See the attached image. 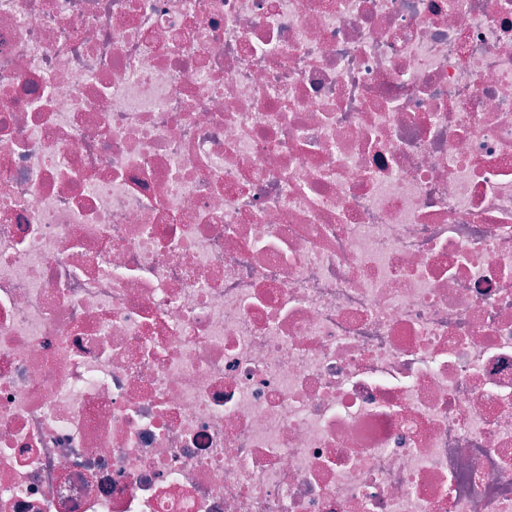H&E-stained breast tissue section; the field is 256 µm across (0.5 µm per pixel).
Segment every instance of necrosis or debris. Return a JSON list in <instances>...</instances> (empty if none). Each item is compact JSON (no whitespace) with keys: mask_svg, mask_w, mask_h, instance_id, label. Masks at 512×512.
I'll return each mask as SVG.
<instances>
[{"mask_svg":"<svg viewBox=\"0 0 512 512\" xmlns=\"http://www.w3.org/2000/svg\"><path fill=\"white\" fill-rule=\"evenodd\" d=\"M0 512H512V0H0Z\"/></svg>","mask_w":512,"mask_h":512,"instance_id":"4bbe7bcc","label":"necrosis or debris"}]
</instances>
